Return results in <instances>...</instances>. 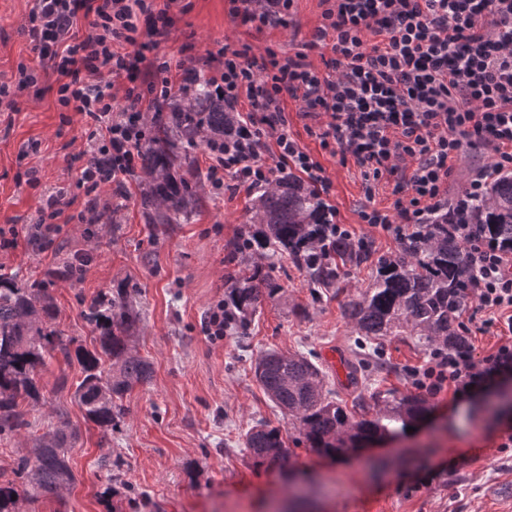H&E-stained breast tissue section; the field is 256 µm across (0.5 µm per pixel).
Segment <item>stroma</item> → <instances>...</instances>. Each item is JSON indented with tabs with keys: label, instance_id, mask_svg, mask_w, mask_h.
Wrapping results in <instances>:
<instances>
[{
	"label": "stroma",
	"instance_id": "stroma-1",
	"mask_svg": "<svg viewBox=\"0 0 512 512\" xmlns=\"http://www.w3.org/2000/svg\"><path fill=\"white\" fill-rule=\"evenodd\" d=\"M172 9L167 58L218 54L247 43L288 54L307 50L322 23L321 0H294L287 26L257 30L234 23L229 0H182ZM32 0H0V81L13 79L34 54L24 28ZM57 75L43 68L38 81L13 89L15 111L0 112V227L20 229L17 245L0 249V269L15 273L21 287L53 280V326L77 343L92 346L81 311L102 289H137L141 323L134 339L153 364L151 382L123 398L125 416L111 430L87 421L72 389L79 366L55 359L42 372L44 394L26 406L27 428L0 437V483L17 481V464L36 440L66 423L80 439L68 454L76 481L60 496L26 502L23 512H512V379L460 405L451 390L428 398L429 413L415 431L388 436L374 446L329 459L308 450L288 419L264 395L252 365L263 352L300 353L322 367L325 387L356 418L378 411L371 398L381 391L413 394L406 371L424 365L427 349L412 336L368 342L344 315V305L372 282L374 258L401 250L399 242L362 223L366 204L353 161L322 149L286 102L288 123L300 146L319 162L332 188L328 202L337 223L354 238L367 239L372 262L349 268L340 286L315 293L288 258L270 267L282 290L265 302L246 335L207 330L210 308L224 297L231 268L250 271L247 253L234 254L249 217L245 190H213L203 184L197 206L178 224H146L139 199L146 179L126 180L123 190L106 185L96 193L91 216L95 235L77 219L88 201L77 182L88 150L81 116L62 111ZM75 195L58 217V235L33 242L22 231L38 223L53 188ZM86 257L78 277L66 269ZM335 352L364 374L345 384L326 360ZM281 428L288 439L286 468L256 464L241 444L256 423ZM113 496H104L105 487Z\"/></svg>",
	"mask_w": 512,
	"mask_h": 512
}]
</instances>
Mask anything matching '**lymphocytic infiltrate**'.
I'll return each instance as SVG.
<instances>
[{"label":"lymphocytic infiltrate","mask_w":512,"mask_h":512,"mask_svg":"<svg viewBox=\"0 0 512 512\" xmlns=\"http://www.w3.org/2000/svg\"><path fill=\"white\" fill-rule=\"evenodd\" d=\"M179 0H33L26 31L33 52L60 77V106L93 128L81 171L85 193L136 175L139 146L191 59L159 60ZM235 23L285 25L293 0H229ZM314 38L330 47L323 67L305 52L255 54L251 45L207 57L211 96L229 114L224 136L207 143L211 187L269 188L288 172L329 196L330 180L288 128L287 99L304 118L325 117L318 138L359 168L366 199L383 174L395 176L392 211L368 207L360 218L394 240L445 224L459 233L474 277L473 308L459 322L512 333V251L475 235L490 181L512 173V0H322ZM123 80L116 96L114 80ZM249 112H242V103ZM487 150L456 194L450 159L463 147ZM512 374V341L485 356L470 344L432 348L424 367L408 372L412 387L434 397L451 389L466 400Z\"/></svg>","instance_id":"f902f5d3"}]
</instances>
